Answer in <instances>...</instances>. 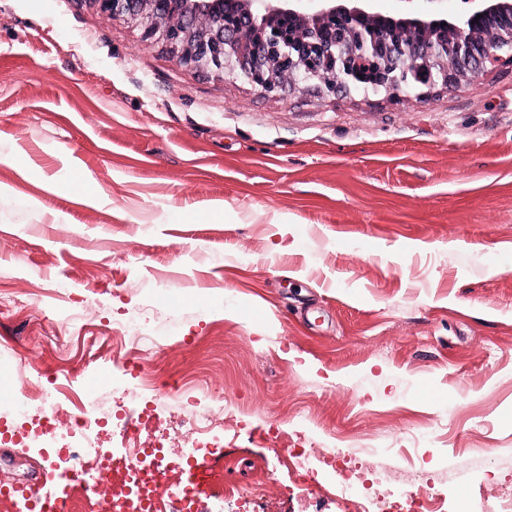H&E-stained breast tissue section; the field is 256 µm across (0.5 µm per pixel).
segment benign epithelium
<instances>
[{"label": "benign epithelium", "instance_id": "benign-epithelium-1", "mask_svg": "<svg viewBox=\"0 0 512 512\" xmlns=\"http://www.w3.org/2000/svg\"><path fill=\"white\" fill-rule=\"evenodd\" d=\"M403 0H88L206 75L235 70L263 94L285 86L392 96L512 66V0H461L438 15Z\"/></svg>", "mask_w": 512, "mask_h": 512}]
</instances>
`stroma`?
Segmentation results:
<instances>
[{
	"mask_svg": "<svg viewBox=\"0 0 512 512\" xmlns=\"http://www.w3.org/2000/svg\"><path fill=\"white\" fill-rule=\"evenodd\" d=\"M1 295L0 361L43 383L104 369L122 403L126 354L89 339L134 320L157 386L237 414L218 467L241 493L206 512H340L283 462L297 420L320 456L389 449L357 466L374 493L403 500L418 467L448 512H492L487 482L512 484V68L424 98L271 96L88 0H0ZM141 434L181 448L188 409ZM54 468L0 446V487Z\"/></svg>",
	"mask_w": 512,
	"mask_h": 512,
	"instance_id": "obj_1",
	"label": "stroma"
}]
</instances>
